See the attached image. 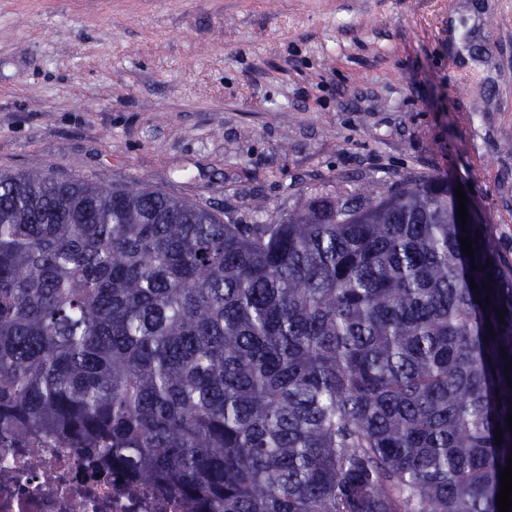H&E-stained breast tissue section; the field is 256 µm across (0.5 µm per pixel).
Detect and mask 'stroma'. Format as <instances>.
Segmentation results:
<instances>
[{
	"label": "stroma",
	"instance_id": "1",
	"mask_svg": "<svg viewBox=\"0 0 512 512\" xmlns=\"http://www.w3.org/2000/svg\"><path fill=\"white\" fill-rule=\"evenodd\" d=\"M237 224L449 177L512 261V0H0V171Z\"/></svg>",
	"mask_w": 512,
	"mask_h": 512
}]
</instances>
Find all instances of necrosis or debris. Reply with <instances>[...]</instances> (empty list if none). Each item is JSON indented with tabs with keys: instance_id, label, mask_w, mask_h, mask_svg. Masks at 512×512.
<instances>
[{
	"instance_id": "1",
	"label": "necrosis or debris",
	"mask_w": 512,
	"mask_h": 512,
	"mask_svg": "<svg viewBox=\"0 0 512 512\" xmlns=\"http://www.w3.org/2000/svg\"><path fill=\"white\" fill-rule=\"evenodd\" d=\"M0 512H185L170 498L128 497L117 482L89 476L71 448L0 449Z\"/></svg>"
}]
</instances>
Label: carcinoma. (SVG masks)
<instances>
[{
  "instance_id": "obj_1",
  "label": "carcinoma",
  "mask_w": 512,
  "mask_h": 512,
  "mask_svg": "<svg viewBox=\"0 0 512 512\" xmlns=\"http://www.w3.org/2000/svg\"><path fill=\"white\" fill-rule=\"evenodd\" d=\"M509 377L512 262L446 178L228 224L0 172V448H90L189 512H499Z\"/></svg>"
}]
</instances>
